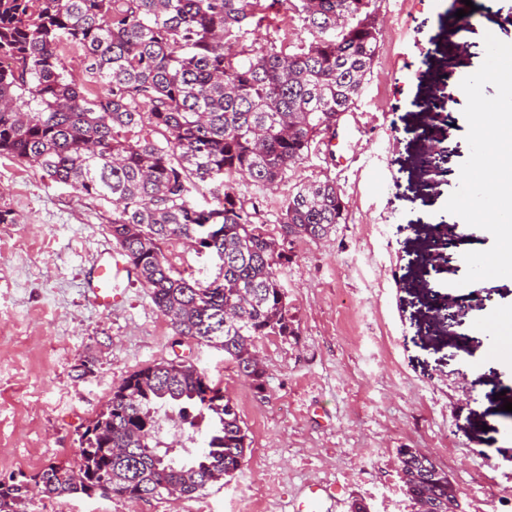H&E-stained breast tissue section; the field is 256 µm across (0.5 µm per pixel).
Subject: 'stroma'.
<instances>
[{
    "label": "stroma",
    "mask_w": 512,
    "mask_h": 512,
    "mask_svg": "<svg viewBox=\"0 0 512 512\" xmlns=\"http://www.w3.org/2000/svg\"><path fill=\"white\" fill-rule=\"evenodd\" d=\"M465 46L438 22L446 0H379L382 39L351 117L278 185H240L259 200L265 230L280 236L294 186L330 178L346 223L285 247L282 282L297 336H268L259 351L263 390L224 352L177 336L136 278L123 301L98 308L86 294L97 253L114 249L108 201L0 157V481L50 463L78 467L79 438L131 373L187 361L237 405L249 450L224 483L190 498L134 503L119 496L27 498L20 512H292L308 484L336 490L331 512L353 499L371 512H411L397 449L417 448L445 468L465 512H512V363L487 361L480 322L512 305V284L462 285L458 260H423L470 148L453 86L484 60V33L512 44V0H472ZM435 140L447 174L428 186L417 159ZM189 281L212 282L219 261L173 239L163 246ZM471 305L461 323L436 325L434 296Z\"/></svg>",
    "instance_id": "1"
}]
</instances>
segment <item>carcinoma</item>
Here are the masks:
<instances>
[{"mask_svg": "<svg viewBox=\"0 0 512 512\" xmlns=\"http://www.w3.org/2000/svg\"><path fill=\"white\" fill-rule=\"evenodd\" d=\"M377 0H0V157L114 205L112 237L129 272L149 288L175 334L217 345L237 373L264 385L258 341L297 335L280 279L279 241L256 222L259 202L235 190L282 182L352 110L378 53L369 22ZM295 13L311 38L256 46L250 27L269 10ZM448 12L454 39L470 24ZM83 52L86 80L65 50ZM150 127L161 136L139 135ZM217 206L193 201L199 184ZM347 220L336 181L289 193L279 223L311 239ZM194 240L220 261L222 281L204 287L174 274L160 244ZM219 430L208 447L169 449L161 419L195 440L206 414ZM247 434L233 400L186 362L142 368L113 390L79 438L78 469L51 463L0 483V512H16L29 488L48 497H128L138 490L191 497L244 463ZM413 512H448V471L399 448Z\"/></svg>", "mask_w": 512, "mask_h": 512, "instance_id": "1", "label": "carcinoma"}]
</instances>
